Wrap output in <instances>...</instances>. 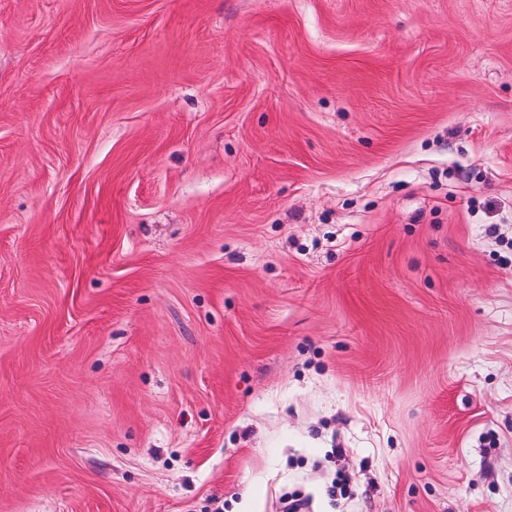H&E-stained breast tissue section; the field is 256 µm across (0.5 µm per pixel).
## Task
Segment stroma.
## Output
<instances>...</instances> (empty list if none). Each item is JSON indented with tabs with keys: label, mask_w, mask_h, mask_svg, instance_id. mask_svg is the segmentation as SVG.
Wrapping results in <instances>:
<instances>
[{
	"label": "stroma",
	"mask_w": 512,
	"mask_h": 512,
	"mask_svg": "<svg viewBox=\"0 0 512 512\" xmlns=\"http://www.w3.org/2000/svg\"><path fill=\"white\" fill-rule=\"evenodd\" d=\"M291 496L512 512V0H0V512Z\"/></svg>",
	"instance_id": "1"
}]
</instances>
